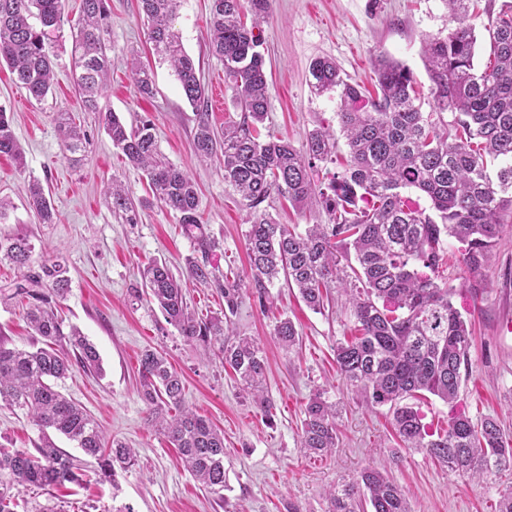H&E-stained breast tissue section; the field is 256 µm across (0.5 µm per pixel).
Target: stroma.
Wrapping results in <instances>:
<instances>
[{"label": "stroma", "instance_id": "35a3bbf8", "mask_svg": "<svg viewBox=\"0 0 512 512\" xmlns=\"http://www.w3.org/2000/svg\"><path fill=\"white\" fill-rule=\"evenodd\" d=\"M210 0H182L173 22L185 51L200 69L214 128L239 120L231 90L224 84V63L209 49ZM107 55L109 83L99 111H85L74 86L70 36L54 38L47 48L57 61L56 81L44 101L30 98L0 65V107L12 118L14 135L26 166L0 155V196L13 208L0 237L26 231L34 245V262L22 271L0 263V291L37 273L43 257L61 254L68 267L69 288L59 301L65 326L82 331L96 347L100 373L74 365L62 392L81 405L105 435L138 451L137 462L118 485L100 480L95 459H83L86 474L75 484L55 487L53 496L66 512H325V493L362 469L385 470L405 492L411 512H494L500 495L512 488V471L486 478H463L428 456L405 449L390 423L387 407L366 405L336 373V342L353 325L344 293L323 312L308 308L297 290L275 280V306L262 311L244 300L235 326L259 344L268 360L265 389L275 404L272 422L258 414L251 396L241 391L231 369L205 356L168 324L155 304L136 300L131 290L140 270L152 259L184 271L201 254L183 232L173 211L151 196L142 172L113 147L103 124L104 111L129 125L151 123L162 153L188 170L198 184L199 218L216 247L210 262L220 273L246 277L244 234L247 210L224 183L218 163L198 162L193 151L196 112L183 98L169 63L159 61L138 14L137 0H109ZM452 21L445 0H273L272 15L259 29L269 84L265 136L303 149L309 131L319 125L338 128L339 93L315 92L309 67L319 57L332 59L350 83L373 89L372 61L383 56L406 65L422 92L421 109L433 101L421 58L424 37L447 33ZM155 72L156 93L139 94L133 62ZM68 112L85 132L84 158L73 164L64 152L56 115ZM38 179L56 211L51 224L38 223L26 186ZM121 181L141 200L139 221L124 223L104 194L111 180ZM483 290L457 289L452 302L471 324V374L457 405L435 396L420 401L430 429L446 425L452 409L472 419L491 417L512 435V217L504 219L489 263L478 277ZM290 319L300 343L285 351L274 336L279 319ZM0 338L8 346L29 347L34 337L21 305L0 294ZM152 349L168 355L184 375L187 406L224 432L226 487L223 496L204 489L178 458V451L147 424L139 394L140 358ZM325 392L339 408L338 446L328 456L311 457L300 448L301 421L309 397ZM42 431L27 411L0 403V444L31 451Z\"/></svg>", "mask_w": 512, "mask_h": 512}]
</instances>
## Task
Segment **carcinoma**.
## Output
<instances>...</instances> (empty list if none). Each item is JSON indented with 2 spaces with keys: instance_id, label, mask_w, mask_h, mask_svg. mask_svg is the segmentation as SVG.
Returning a JSON list of instances; mask_svg holds the SVG:
<instances>
[{
  "instance_id": "carcinoma-1",
  "label": "carcinoma",
  "mask_w": 512,
  "mask_h": 512,
  "mask_svg": "<svg viewBox=\"0 0 512 512\" xmlns=\"http://www.w3.org/2000/svg\"><path fill=\"white\" fill-rule=\"evenodd\" d=\"M455 26L444 36H427L421 53L435 111H420L415 79L405 65L389 58L374 62L380 94L368 97L341 76L336 62L318 58L310 66L311 86L323 93L340 88V129L347 163L327 186L314 175L317 163L333 161L335 132L319 126L305 149L286 140H259L267 116L265 59L254 34L269 18L272 0H211L210 49L224 61V81L241 108V118L215 129L209 122L206 89L195 63L183 50L173 20L181 0H139V15L158 58L171 63L183 97L195 109L193 148L199 161L222 163L224 183L234 188L248 210L245 247L250 278L220 277L204 261L188 266V277L215 287L224 297V314L199 319L188 306L181 276L167 262L146 267L134 293L156 304L167 322L189 343L217 347L215 356L236 374L264 418L274 404L265 394L266 358L249 336L237 332L231 317L245 299L263 309L274 306L270 286L284 277L315 311L331 303V289L348 297L355 335L336 342V369L351 391L371 404L389 406L396 434L409 450L436 460L448 471L481 478L512 471V438L496 419L473 420L464 413L448 418L444 429L430 431L407 399L428 392L448 404L459 401L469 376L472 331L454 307L455 288L444 276L448 238L459 244V262L472 276L490 261L512 214V3L486 9L489 61L475 64L478 37L467 23L471 0H446ZM62 0H0V63L36 100L44 99L55 77L46 41L60 28ZM252 16L251 24L243 20ZM107 0H82L72 31L74 82L83 106L99 111L109 60ZM138 92L154 93V72L138 64ZM112 146L148 178L164 207L179 215L188 237L206 254L214 243L199 222V195L186 171L165 160L150 124L127 126L116 113L104 116ZM62 145L81 162L85 134L71 117L57 121ZM0 153L24 165L11 119L0 109ZM415 189L431 201L430 211L415 207L405 191ZM286 193L299 204H316L328 223L303 233L277 223L263 204ZM28 203L41 224L54 223V209L42 184L28 185ZM105 194L112 210L137 223V204L122 184ZM34 245L26 233L0 239V261L30 266ZM59 258H44L40 273L18 284L11 297L27 301L25 318L42 346L9 347L0 341V402L25 409L42 430L53 429L77 442L99 460L104 478L117 485L119 472L137 454L127 444L106 440L95 420L58 390L76 358L83 368H99V355L81 332L64 333L52 301L63 296L68 278ZM280 345L292 351L299 333L287 318L274 328ZM141 397L147 421L179 450L183 466L211 493L224 490V433L184 404V383L165 354L147 350L140 359ZM336 405L313 394L305 405L300 448L323 456L337 445ZM78 460L49 440L35 452L0 447V512H14L16 493L80 480ZM326 512H410L403 489L385 472L368 467L326 492Z\"/></svg>"
}]
</instances>
